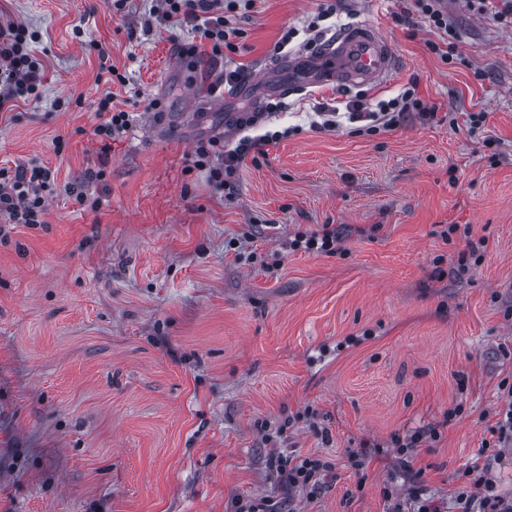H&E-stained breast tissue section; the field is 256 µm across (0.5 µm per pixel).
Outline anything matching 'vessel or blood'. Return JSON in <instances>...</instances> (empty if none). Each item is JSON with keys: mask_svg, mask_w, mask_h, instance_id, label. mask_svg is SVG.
<instances>
[{"mask_svg": "<svg viewBox=\"0 0 512 512\" xmlns=\"http://www.w3.org/2000/svg\"><path fill=\"white\" fill-rule=\"evenodd\" d=\"M394 53L377 27L363 23L339 31L312 56L288 62L289 89L323 83L361 87L388 77Z\"/></svg>", "mask_w": 512, "mask_h": 512, "instance_id": "b4317fda", "label": "vessel or blood"}]
</instances>
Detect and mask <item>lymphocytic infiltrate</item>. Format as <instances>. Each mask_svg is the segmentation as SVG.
<instances>
[{
    "label": "lymphocytic infiltrate",
    "mask_w": 512,
    "mask_h": 512,
    "mask_svg": "<svg viewBox=\"0 0 512 512\" xmlns=\"http://www.w3.org/2000/svg\"><path fill=\"white\" fill-rule=\"evenodd\" d=\"M239 3L240 0H158L149 11L159 26L192 28L194 42L177 44V53L188 60L191 68L203 66L218 71L219 76L211 85L215 92L241 78L239 70L219 67L226 53L237 52V41L243 35L234 24ZM33 40V34L24 24L11 20L0 22V110L21 99L37 101L42 97L44 64L32 48ZM94 112L97 122L92 136L100 145L99 165L87 170L80 182L65 188L80 210L92 212L99 211L103 204L97 187L105 181L111 144L123 138L135 121L134 113L116 108L109 94L96 101ZM347 112L350 121L361 123L362 133L368 135L396 129L410 112L419 113L425 120L435 116L434 110L417 98L411 88L395 98L378 101L372 108L363 100H353ZM258 122L255 116L238 121L236 128L242 136L234 148H225L217 138L197 144L192 165L208 170L215 190L232 187L240 163L252 148L280 139L277 131L255 134ZM57 190L53 172L38 160L17 165L11 171L0 169V222L29 226L44 223L48 199ZM269 467L284 489L311 495L332 478L334 470L333 463L320 456L284 451L272 456ZM464 476L465 484L459 486L449 504L426 496L421 487H413L412 512H512V496L496 491L488 466L472 464Z\"/></svg>",
    "instance_id": "f902f5d3"
}]
</instances>
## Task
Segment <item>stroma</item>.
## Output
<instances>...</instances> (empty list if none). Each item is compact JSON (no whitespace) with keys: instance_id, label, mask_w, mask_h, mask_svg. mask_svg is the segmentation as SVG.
Returning <instances> with one entry per match:
<instances>
[{"instance_id":"stroma-1","label":"stroma","mask_w":512,"mask_h":512,"mask_svg":"<svg viewBox=\"0 0 512 512\" xmlns=\"http://www.w3.org/2000/svg\"><path fill=\"white\" fill-rule=\"evenodd\" d=\"M151 5L0 0V17L36 31L46 67L41 100L0 112V168L37 158L58 185L78 181L99 162L101 93L137 113L112 144L99 211L58 195L45 223L0 226V512H230L276 497L260 425L288 417L289 448L337 474L293 493L294 512H393L415 482L449 500L512 377V27L469 0H441L453 40L412 0H336L322 21L320 0H253L224 60L253 84L226 103L175 52L190 28H145ZM314 20L326 36L380 28L388 80L268 91L262 68L316 50ZM447 42L445 61L430 46ZM104 61L128 86L99 81ZM410 87L434 119L375 135L311 126L314 101L342 109ZM246 112L294 133L251 150L221 194L189 159ZM473 112L486 115L475 130ZM326 224L351 227L340 252L290 248ZM448 224L468 231L453 246ZM469 241L485 242L482 258L452 274ZM428 424L439 439L400 465L391 437ZM358 450L362 481L347 466Z\"/></svg>"}]
</instances>
